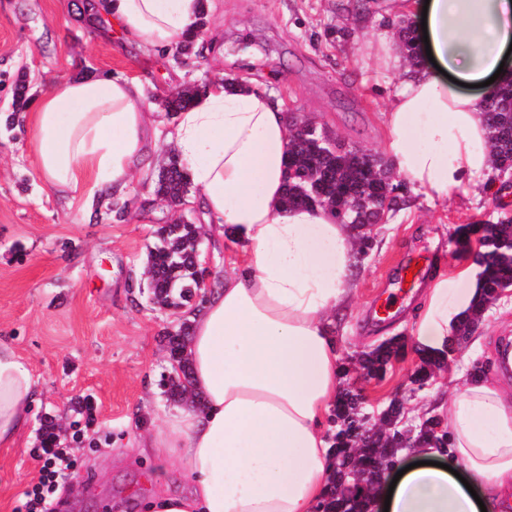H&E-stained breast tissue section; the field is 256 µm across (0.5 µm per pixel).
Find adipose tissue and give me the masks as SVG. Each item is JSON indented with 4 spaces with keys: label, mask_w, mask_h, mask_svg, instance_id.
I'll use <instances>...</instances> for the list:
<instances>
[{
    "label": "adipose tissue",
    "mask_w": 512,
    "mask_h": 512,
    "mask_svg": "<svg viewBox=\"0 0 512 512\" xmlns=\"http://www.w3.org/2000/svg\"><path fill=\"white\" fill-rule=\"evenodd\" d=\"M205 0H107L98 12L126 44L175 48L191 37ZM373 20H404L409 39L382 33L359 48L396 73L384 153L417 193L446 203L482 185L493 165L479 101L512 84V0H369ZM159 120L123 78L75 77L50 88L31 113L39 174L86 207L101 192L124 194L148 170ZM198 194L214 239L242 244L224 282L192 318L187 341L193 399L146 435L160 465L188 483L183 495L150 498L146 512H313L333 480L327 442L341 390L336 315L354 300L356 230L324 206L283 203L289 117L265 90L214 83L179 112L167 135ZM481 283L449 294L435 276L415 310L417 348L446 351ZM36 382L13 343L0 337V446L27 430ZM450 430L447 454L461 475L420 466L394 490L389 512H481L512 491V389L467 380L436 404Z\"/></svg>",
    "instance_id": "obj_1"
}]
</instances>
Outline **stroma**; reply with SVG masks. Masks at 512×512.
<instances>
[{
    "label": "stroma",
    "instance_id": "stroma-1",
    "mask_svg": "<svg viewBox=\"0 0 512 512\" xmlns=\"http://www.w3.org/2000/svg\"><path fill=\"white\" fill-rule=\"evenodd\" d=\"M83 2L0 0V336L13 339L41 400L28 430L0 447V512H15L36 482L41 464L31 450L49 419L60 439H71L76 421L83 433L77 468L57 492V512H145L149 496L186 488L138 444L141 431L157 428L177 407L162 385L169 369L165 335L187 317L154 305L141 272L155 229L178 212L157 200L150 176L132 179L122 198L125 219L106 199L79 210L69 191L38 174L27 124L9 127L8 117L28 114L51 86L77 75L127 79L151 112L161 111L176 88L248 75L298 116L378 155L395 84L358 53L381 26L352 17V0H223L206 17L202 53L187 57L132 49L108 24L84 25ZM495 185L476 196L450 195L442 205L405 185L400 196L407 206L379 226L359 266L356 303L336 330L344 357L393 336L404 343V356L383 380L356 371L347 377L377 407L398 395L416 411L432 392L453 395L476 366L512 387L498 362V343L512 340V302L504 298L475 327L480 345L456 350L434 391L410 394V377L421 365L413 312L422 290L401 296L395 286L402 266L422 255L429 276L461 287L459 274L474 252L461 242L462 228L512 217V181ZM391 296L397 303L389 318L373 321L374 308Z\"/></svg>",
    "mask_w": 512,
    "mask_h": 512
}]
</instances>
